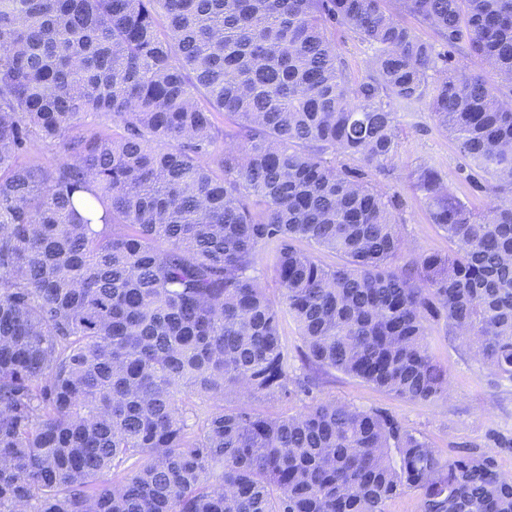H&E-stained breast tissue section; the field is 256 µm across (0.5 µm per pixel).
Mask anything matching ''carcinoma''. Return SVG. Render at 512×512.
I'll list each match as a JSON object with an SVG mask.
<instances>
[{
	"label": "carcinoma",
	"mask_w": 512,
	"mask_h": 512,
	"mask_svg": "<svg viewBox=\"0 0 512 512\" xmlns=\"http://www.w3.org/2000/svg\"><path fill=\"white\" fill-rule=\"evenodd\" d=\"M404 13L498 80L430 81ZM338 24L375 48L361 82ZM424 98L495 181L476 210L414 173L446 255L409 252L370 182L394 168L396 105ZM441 319L512 382V0H0V512H389L409 491L420 512H512L492 454L444 459L313 395L335 370L442 398ZM274 248L271 244L261 246L259 250V258L256 264L254 275L260 278V283L266 288V293L271 299L278 298V284L274 274L267 263V257ZM251 403L258 410L274 416H288L289 414H295L303 407V403L298 400L288 402L286 400L261 398L252 399Z\"/></svg>",
	"instance_id": "obj_1"
}]
</instances>
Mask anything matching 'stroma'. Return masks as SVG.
Listing matches in <instances>:
<instances>
[{
	"label": "stroma",
	"instance_id": "1",
	"mask_svg": "<svg viewBox=\"0 0 512 512\" xmlns=\"http://www.w3.org/2000/svg\"><path fill=\"white\" fill-rule=\"evenodd\" d=\"M405 25L440 52L447 68L463 67L487 72L486 64L469 55L467 48L451 47L431 28L409 15ZM336 50L351 79L369 74L374 51L344 26L331 31ZM401 131L394 170L375 175L374 183L400 201V216L411 250L446 253L452 245L447 235L431 223L423 196L411 177L421 167L436 169L444 183L469 206L479 208L490 199L489 176L475 173L457 144L439 129L427 102L400 110ZM428 343L435 359L448 370V395L432 403L396 397L361 379L333 371L325 376L320 398L336 399L364 410L380 409L404 428L426 436L441 454L463 448H479L493 454L502 471L512 474V450L497 447L494 438L512 437V383L493 387L488 371L460 341L451 339L444 321L430 322Z\"/></svg>",
	"mask_w": 512,
	"mask_h": 512
}]
</instances>
